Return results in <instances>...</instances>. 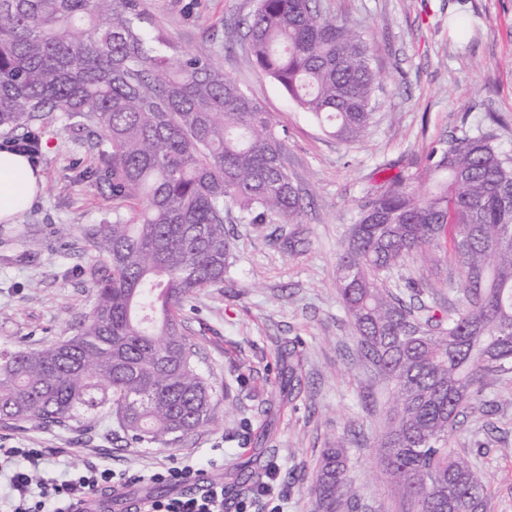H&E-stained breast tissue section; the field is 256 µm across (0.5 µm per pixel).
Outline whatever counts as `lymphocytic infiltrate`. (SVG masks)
Segmentation results:
<instances>
[{"mask_svg":"<svg viewBox=\"0 0 512 512\" xmlns=\"http://www.w3.org/2000/svg\"><path fill=\"white\" fill-rule=\"evenodd\" d=\"M41 448H0V512H80L81 505L97 497H117L125 486L143 482L167 483L177 492L165 499L146 498L141 512H224V485L212 482L192 487L194 465H156L118 473L91 462L74 468L70 478L58 479L46 466Z\"/></svg>","mask_w":512,"mask_h":512,"instance_id":"f902f5d3","label":"lymphocytic infiltrate"}]
</instances>
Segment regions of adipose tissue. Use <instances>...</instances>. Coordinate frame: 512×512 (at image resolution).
Returning a JSON list of instances; mask_svg holds the SVG:
<instances>
[{"mask_svg": "<svg viewBox=\"0 0 512 512\" xmlns=\"http://www.w3.org/2000/svg\"><path fill=\"white\" fill-rule=\"evenodd\" d=\"M39 194L29 160L9 150L0 151V221H9L28 209Z\"/></svg>", "mask_w": 512, "mask_h": 512, "instance_id": "adipose-tissue-1", "label": "adipose tissue"}]
</instances>
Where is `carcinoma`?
<instances>
[{"mask_svg":"<svg viewBox=\"0 0 512 512\" xmlns=\"http://www.w3.org/2000/svg\"><path fill=\"white\" fill-rule=\"evenodd\" d=\"M140 0H0V129L40 139L56 114L90 132L108 183L110 224L83 230L100 264L76 269L95 293L77 332L39 348L0 345V422L77 430L107 409L127 442L172 448L209 425L219 399L196 364L182 311L224 283L225 213L298 224L305 203L264 106L210 58L175 57L146 34ZM247 52L326 133L353 144L376 108L377 76L359 32L319 0H257ZM433 145L418 179L381 186L349 230L336 288L362 356L389 387L377 464L415 512H491L475 463L451 448L482 378L512 371V155L499 116ZM136 202L129 215L122 205ZM448 248L458 305L392 289L406 261ZM344 444L322 456L314 512H356ZM262 475L225 486L251 494Z\"/></svg>","mask_w":512,"mask_h":512,"instance_id":"cac0c4a2","label":"carcinoma"}]
</instances>
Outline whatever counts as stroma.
Here are the masks:
<instances>
[{"instance_id": "obj_1", "label": "stroma", "mask_w": 512, "mask_h": 512, "mask_svg": "<svg viewBox=\"0 0 512 512\" xmlns=\"http://www.w3.org/2000/svg\"><path fill=\"white\" fill-rule=\"evenodd\" d=\"M336 21L354 26L373 52L381 88L364 138L327 136L244 47L242 21L254 0H142L148 30L179 50L222 65L266 106L285 140L287 166L305 197L300 223L242 224L225 217L233 263L222 285L201 290L188 336L197 366L232 412L177 448L126 447L105 415L90 429L45 431L0 423V446L43 448L57 474L74 463L134 471L145 459L192 461L228 482L239 469L275 470L273 496L247 512H314L307 486L323 451L343 441L357 512H408L375 464L386 425L382 382L359 361L357 339L336 292V262L351 224L382 182L415 177L432 145L487 113L504 125L497 145L512 155V0H322ZM468 18L460 35L457 22ZM97 152L64 118L42 132L44 178L34 205L0 222V344L37 346L75 332L94 293L73 273L96 263L81 230L114 221L106 185L85 178ZM60 224L76 228L61 242ZM295 247H288V240ZM400 277L426 279L454 309L457 268L446 250L435 263L407 261ZM452 447L471 456L492 496V512H512V372L484 381L483 402L460 416Z\"/></svg>"}]
</instances>
